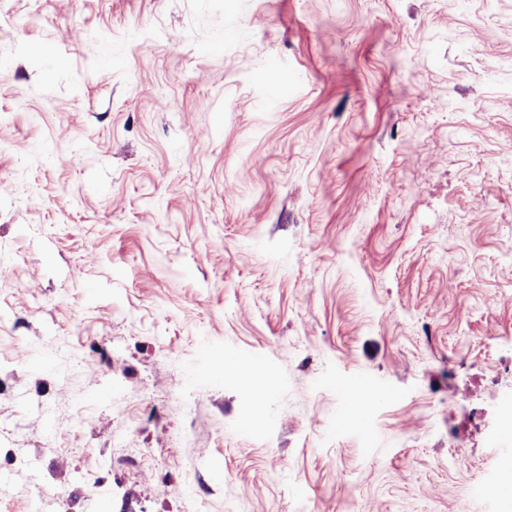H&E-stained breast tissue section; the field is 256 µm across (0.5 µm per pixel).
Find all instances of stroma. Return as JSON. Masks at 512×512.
<instances>
[{
    "label": "stroma",
    "mask_w": 512,
    "mask_h": 512,
    "mask_svg": "<svg viewBox=\"0 0 512 512\" xmlns=\"http://www.w3.org/2000/svg\"><path fill=\"white\" fill-rule=\"evenodd\" d=\"M511 362L512 0H0V512H501Z\"/></svg>",
    "instance_id": "stroma-1"
}]
</instances>
